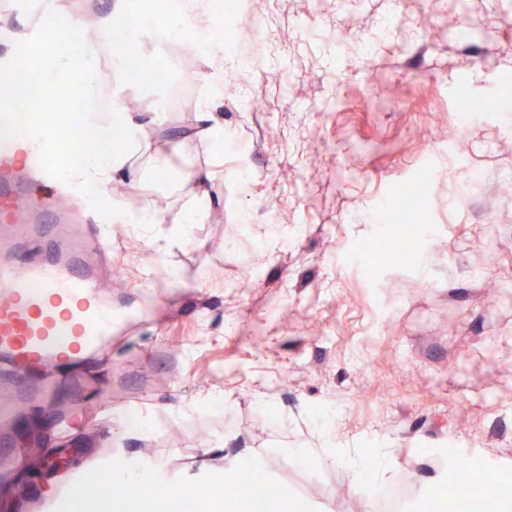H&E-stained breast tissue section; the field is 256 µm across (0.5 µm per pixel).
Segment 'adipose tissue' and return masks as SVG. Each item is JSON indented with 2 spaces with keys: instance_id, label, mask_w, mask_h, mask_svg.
<instances>
[{
  "instance_id": "ef3b65f1",
  "label": "adipose tissue",
  "mask_w": 512,
  "mask_h": 512,
  "mask_svg": "<svg viewBox=\"0 0 512 512\" xmlns=\"http://www.w3.org/2000/svg\"><path fill=\"white\" fill-rule=\"evenodd\" d=\"M209 23L206 0H176L168 25L163 31L152 34L151 39L160 45L175 40L184 26L203 27ZM125 100L126 96L121 92L113 97L112 112L105 122L100 120L98 113L84 112L82 124L91 135L94 149L76 164L54 159L58 176L66 185L103 192L120 179L137 184L139 175L130 161L138 152L139 144L132 134L133 127ZM331 454L353 471L356 477H369L371 484L382 483L387 477L389 464L386 453L381 449L352 456L346 454L344 449L335 448ZM114 476L130 490L125 505L113 507L104 497L89 501L82 491L74 490L69 494V512H183L184 505L195 498L193 490L188 487L181 489L177 497L171 500L146 497L144 490L155 477V469L151 466L126 465L115 471Z\"/></svg>"
}]
</instances>
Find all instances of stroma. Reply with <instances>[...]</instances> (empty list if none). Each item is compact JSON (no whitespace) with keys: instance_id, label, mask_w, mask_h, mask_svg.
Returning <instances> with one entry per match:
<instances>
[{"instance_id":"35a3bbf8","label":"stroma","mask_w":512,"mask_h":512,"mask_svg":"<svg viewBox=\"0 0 512 512\" xmlns=\"http://www.w3.org/2000/svg\"><path fill=\"white\" fill-rule=\"evenodd\" d=\"M448 8L256 0L239 36V87L265 109L224 95L221 157L196 136L192 99L156 107L189 70L199 96L210 94L207 53L141 43L168 82L126 91L138 102L135 193L166 221L107 224L101 285L150 318L60 373L48 401L0 422L11 443L0 450L5 512H49L79 469L117 462L157 465L156 492L205 485L209 512H243L227 491L234 475L202 462L248 454L269 459L268 484L297 512H365L329 433L353 453L384 449L389 483H408L416 503L447 498L453 474L436 451L451 444L512 484V194L499 190L512 175V102L464 120L456 111L459 93L480 102L512 82V27L463 36L484 16L512 15V0H467L455 28ZM34 20L0 0V59ZM171 144L211 176V212L187 228L176 222L187 188L151 171ZM419 175L429 233L402 261L372 251L374 214L401 206L395 186ZM75 376L85 394L72 391ZM32 423L34 449L18 435ZM59 452L68 467L30 474L35 454Z\"/></svg>"}]
</instances>
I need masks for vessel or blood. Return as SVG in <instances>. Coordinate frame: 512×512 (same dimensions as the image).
I'll return each mask as SVG.
<instances>
[{
  "label": "vessel or blood",
  "mask_w": 512,
  "mask_h": 512,
  "mask_svg": "<svg viewBox=\"0 0 512 512\" xmlns=\"http://www.w3.org/2000/svg\"><path fill=\"white\" fill-rule=\"evenodd\" d=\"M12 158L11 146L0 147V354L12 368L0 376L4 416L15 401L52 390L47 383L16 387L14 371L104 355L127 318L100 282L107 234L98 225L74 223L68 211L46 217L41 201L21 198L23 174ZM30 238L48 240V252L24 261L19 252Z\"/></svg>",
  "instance_id": "vessel-or-blood-1"
}]
</instances>
